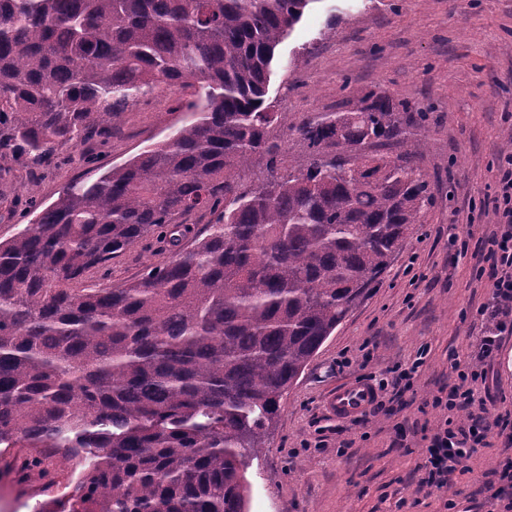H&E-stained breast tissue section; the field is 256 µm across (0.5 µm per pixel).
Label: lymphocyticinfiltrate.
Masks as SVG:
<instances>
[{"label":"lymphocytic infiltrate","instance_id":"lymphocytic-infiltrate-1","mask_svg":"<svg viewBox=\"0 0 512 512\" xmlns=\"http://www.w3.org/2000/svg\"><path fill=\"white\" fill-rule=\"evenodd\" d=\"M495 199L496 229L485 240L484 259L489 265L491 295L477 310L483 328L476 338L477 352L457 372V382L432 405L443 412L425 448V475L420 487L447 491L448 475L465 467L475 445L484 443L491 426L506 430L512 445V423L504 418L489 420L485 397L474 390L476 382H487L483 364L494 357L503 336L512 334V153L503 156L497 169Z\"/></svg>","mask_w":512,"mask_h":512}]
</instances>
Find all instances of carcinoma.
<instances>
[{
	"label": "carcinoma",
	"mask_w": 512,
	"mask_h": 512,
	"mask_svg": "<svg viewBox=\"0 0 512 512\" xmlns=\"http://www.w3.org/2000/svg\"><path fill=\"white\" fill-rule=\"evenodd\" d=\"M312 2L0 0V173L106 134L160 84L192 96L165 141L0 241V472L49 489L50 457L79 469L33 512H247L283 395L423 223L411 153L368 152L423 109L378 87L297 124L267 103ZM279 128L303 150L286 173ZM195 213L215 219L188 247ZM155 233L166 263L85 285Z\"/></svg>",
	"instance_id": "1"
}]
</instances>
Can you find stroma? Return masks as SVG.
<instances>
[{
	"instance_id": "35a3bbf8",
	"label": "stroma",
	"mask_w": 512,
	"mask_h": 512,
	"mask_svg": "<svg viewBox=\"0 0 512 512\" xmlns=\"http://www.w3.org/2000/svg\"><path fill=\"white\" fill-rule=\"evenodd\" d=\"M382 87L397 102L428 112V136L413 158L433 204L363 302L337 327L284 396L270 446L246 473L248 512H505L488 483L512 461V447L490 434L489 447L450 475L447 492L420 489L423 434L440 418L431 405L455 381L449 355L471 356L482 325L477 308L490 292L475 279L477 241L496 221V163L512 152V0H313L277 48L268 96L277 111L344 112ZM185 92L159 88L113 123L108 138L82 145L91 164L61 150L54 164L10 176L8 198L57 200L69 183L96 178L167 139L186 114ZM465 242L455 255L449 235ZM169 252L150 237L118 254L105 286L116 288ZM351 364L338 368L340 356ZM423 365L412 392L392 413L340 420L324 403L336 385L386 378L394 365ZM499 398L493 414L512 413V335L487 365ZM407 429L397 444L395 425Z\"/></svg>"
}]
</instances>
